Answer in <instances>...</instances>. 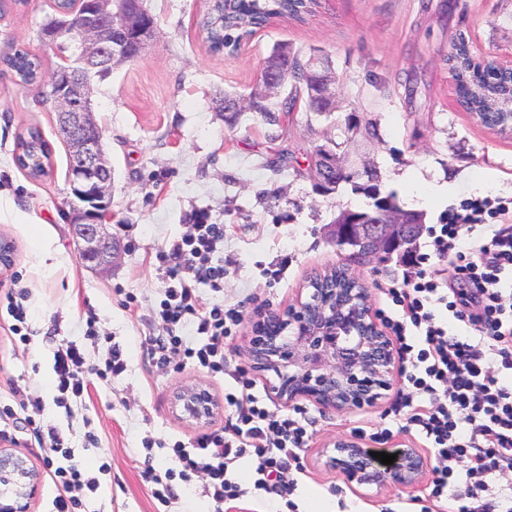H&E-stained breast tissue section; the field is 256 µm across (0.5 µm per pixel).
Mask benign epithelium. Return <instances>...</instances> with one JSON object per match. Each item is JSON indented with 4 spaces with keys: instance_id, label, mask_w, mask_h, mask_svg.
<instances>
[{
    "instance_id": "benign-epithelium-1",
    "label": "benign epithelium",
    "mask_w": 512,
    "mask_h": 512,
    "mask_svg": "<svg viewBox=\"0 0 512 512\" xmlns=\"http://www.w3.org/2000/svg\"><path fill=\"white\" fill-rule=\"evenodd\" d=\"M64 26L76 32L80 56L50 80L57 112V132L71 145V171L64 206L73 216L71 227L80 262L102 269L112 262V241L106 217L112 208V174L105 157L102 131L93 118L90 84L97 69L127 55L126 42L114 29L138 34L141 16L117 11L114 0H94L89 14L64 15ZM371 233L378 255L395 247V254L412 249L423 224L404 213L376 210L372 223L334 239L336 246L357 251L360 231ZM345 288L322 276L310 282L303 298L282 312H272L253 324L246 356L250 368L267 379L268 390L288 406L308 400L325 409L357 411L372 407L398 377L396 345L379 324L369 289L346 272ZM222 405L202 383L184 384L174 393L173 412L192 424H208ZM396 461L384 465L352 439H340L319 452L324 468L348 485L374 486L380 493L417 487L429 470L426 457L410 446L395 451ZM41 490V475L28 458L13 448H0V512H31Z\"/></svg>"
}]
</instances>
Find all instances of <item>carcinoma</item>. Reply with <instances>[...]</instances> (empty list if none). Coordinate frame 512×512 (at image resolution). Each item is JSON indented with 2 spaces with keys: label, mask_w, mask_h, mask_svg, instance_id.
<instances>
[{
  "label": "carcinoma",
  "mask_w": 512,
  "mask_h": 512,
  "mask_svg": "<svg viewBox=\"0 0 512 512\" xmlns=\"http://www.w3.org/2000/svg\"><path fill=\"white\" fill-rule=\"evenodd\" d=\"M313 0H234L235 9L231 14L224 12L222 3H213L203 17V28L207 33L206 39L210 49L219 51L239 40L233 36L236 30H249L265 26L273 17H285L293 20L303 19L308 13ZM71 7L69 0L56 2L55 14L47 17L41 28L42 39L49 45L61 46L76 39L73 33H59L56 28L58 13ZM452 61L456 91L462 100L463 109L468 112L483 114V122L487 126L497 127L501 113L508 111L503 103L512 99V74L509 76L493 77L490 74L491 65L482 66L472 61L465 39L461 38L453 45V52L448 57ZM268 62H276L287 66L291 72L264 71L261 81H276L281 85H290L288 94L278 102H271L268 94L260 86L252 87L247 98L226 94L217 100L216 109L224 113V121L232 124L244 112H255L270 124L279 123L284 114L296 108L298 102L305 103L306 111L320 115L336 111V101H328L321 96L316 80L310 75L309 60L300 56L286 43L276 44L269 56ZM0 62L16 73L25 84H34L39 78L40 60L26 51L16 50L13 53L0 56ZM355 140L373 143L380 140L378 125L373 120H367L359 126ZM350 141L337 142L332 139L313 149L309 158L308 174L314 182L316 190L322 194H331L341 185H349L354 193L367 199L365 206L344 213L349 218L363 224L375 209L401 210L395 193L385 192L379 184V176L375 166L361 174L352 175L348 171L338 170L330 173L325 170L323 154H338L343 147L349 146ZM38 150L46 156H51L48 140L40 128L31 126L20 132L15 148V159L29 151Z\"/></svg>",
  "instance_id": "1"
}]
</instances>
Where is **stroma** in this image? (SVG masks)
<instances>
[{
	"label": "stroma",
	"instance_id": "stroma-1",
	"mask_svg": "<svg viewBox=\"0 0 512 512\" xmlns=\"http://www.w3.org/2000/svg\"><path fill=\"white\" fill-rule=\"evenodd\" d=\"M156 29L145 53L93 83L94 118L103 129L112 165V268L105 273L82 265L62 209L67 189L68 149L56 134L57 114L46 97L47 77L66 57L44 45L40 26L54 14V0H18L0 14V53L23 49L42 63L43 82L22 84L0 65V235L15 244L14 277L0 291L21 283L30 292L28 348H12L0 328V396L10 385L40 395L45 420L69 438L90 468L108 464L97 503L107 512H159L145 466L175 467V441L224 427L232 408L206 426L190 425L172 412L177 388L207 385L223 396L232 380L194 368L156 371L148 357L151 312L159 301L163 272L155 259L161 244L187 231L188 215L207 212L225 225L223 299L241 303L243 319L224 341L230 364H246L252 324L264 313L286 309L301 288L332 268L363 280L373 309H384L385 283L395 262L353 261L329 237L340 210L363 206L350 189L323 195L307 174L310 153L339 139L338 121L351 112L375 120L381 140L370 158L385 191L400 205L421 210L437 224L449 206L471 196L512 198V130L486 126L457 103L448 54L457 38L489 61L512 58V0H316L304 20L277 18L254 31L233 56L212 53L200 21L206 0H146ZM302 55L328 57L336 76L338 109L319 116L297 108L270 125L253 112L236 124L224 121L215 101L230 92L247 96L277 43ZM40 127L51 146L52 172L33 179L13 152L17 135ZM496 184L481 186L485 174ZM443 186L425 197L428 184ZM285 266L282 279L270 276ZM94 310L98 339L85 334L86 312ZM83 347L87 362L99 364L110 344L123 350L126 369L94 380L72 415L55 407L53 354L61 340ZM393 396L377 405L338 412L313 403L314 435L301 454L304 465L290 498L253 493L251 458L241 460L236 478L246 493L226 502L224 512H453L452 498L434 499L432 481L414 489L377 493L351 491L318 460L321 448L339 439L376 447L373 435L390 429L386 445L415 444L389 412ZM94 430L99 447L85 445ZM155 452L147 454L144 445Z\"/></svg>",
	"mask_w": 512,
	"mask_h": 512
}]
</instances>
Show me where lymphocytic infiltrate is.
<instances>
[{
	"instance_id": "obj_1",
	"label": "lymphocytic infiltrate",
	"mask_w": 512,
	"mask_h": 512,
	"mask_svg": "<svg viewBox=\"0 0 512 512\" xmlns=\"http://www.w3.org/2000/svg\"><path fill=\"white\" fill-rule=\"evenodd\" d=\"M512 204L500 198H465L429 230L424 250L408 261L411 274L393 281L385 294L393 312L378 318L400 356L403 385L393 413L415 430L438 461L432 497L452 493L456 512H512V224L502 218ZM187 232L156 254L164 276L161 300L151 322L149 356L164 370L190 364L212 375H228L224 393L236 407L230 427L204 432L172 446L177 468L146 469L151 493L170 505L173 480L198 479L200 495L224 512V503L242 496L232 477L237 462L251 457L258 489L283 497L297 481L291 470L311 435L304 408L270 410L254 392L242 367L224 362V340L241 319L240 311L204 302L200 286L224 289V227L207 214L189 218ZM449 261L455 282L445 288L434 264ZM472 326L470 336L455 334L449 320ZM126 368L119 345L106 351L102 365L89 366L78 345L61 344L54 353L57 407L70 408L88 392L92 379L121 374ZM11 402L0 400V440L22 443L41 458L56 495L52 512H90L89 498L99 487L98 470L85 467L68 439L43 419L44 403L19 387Z\"/></svg>"
}]
</instances>
